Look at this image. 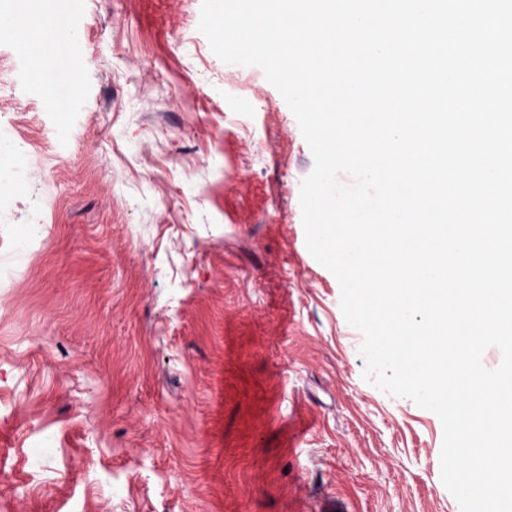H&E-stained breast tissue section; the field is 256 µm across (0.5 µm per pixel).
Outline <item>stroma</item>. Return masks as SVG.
I'll use <instances>...</instances> for the list:
<instances>
[{
	"instance_id": "stroma-1",
	"label": "stroma",
	"mask_w": 512,
	"mask_h": 512,
	"mask_svg": "<svg viewBox=\"0 0 512 512\" xmlns=\"http://www.w3.org/2000/svg\"><path fill=\"white\" fill-rule=\"evenodd\" d=\"M201 5L58 0L64 112L0 39V512H460L306 247L294 114L225 86Z\"/></svg>"
}]
</instances>
